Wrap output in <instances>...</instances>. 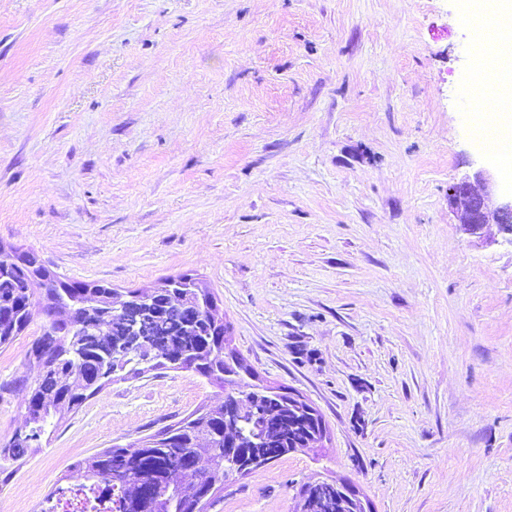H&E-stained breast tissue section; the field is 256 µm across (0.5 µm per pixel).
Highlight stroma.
<instances>
[{
	"label": "stroma",
	"mask_w": 512,
	"mask_h": 512,
	"mask_svg": "<svg viewBox=\"0 0 512 512\" xmlns=\"http://www.w3.org/2000/svg\"><path fill=\"white\" fill-rule=\"evenodd\" d=\"M474 2L0 0V244L121 293L192 274L256 383L326 423L208 512H293L318 480L512 512V245L449 200L481 167L512 191L464 109ZM43 325L0 348V442ZM222 397L186 369L112 383L0 460V512Z\"/></svg>",
	"instance_id": "obj_1"
}]
</instances>
